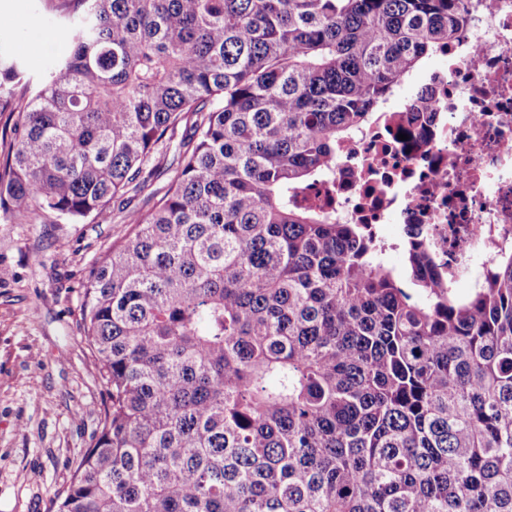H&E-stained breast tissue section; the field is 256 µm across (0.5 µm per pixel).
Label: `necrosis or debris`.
Returning <instances> with one entry per match:
<instances>
[{
    "instance_id": "1",
    "label": "necrosis or debris",
    "mask_w": 512,
    "mask_h": 512,
    "mask_svg": "<svg viewBox=\"0 0 512 512\" xmlns=\"http://www.w3.org/2000/svg\"><path fill=\"white\" fill-rule=\"evenodd\" d=\"M471 23L441 50L447 67L342 147L311 202L337 223L399 227L435 272L475 282L512 244V0H468Z\"/></svg>"
}]
</instances>
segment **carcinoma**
Returning <instances> with one entry per match:
<instances>
[{
  "mask_svg": "<svg viewBox=\"0 0 512 512\" xmlns=\"http://www.w3.org/2000/svg\"><path fill=\"white\" fill-rule=\"evenodd\" d=\"M0 44V219L78 223L192 146L90 270L107 400L56 512H512V247L458 296L299 192L465 34L468 0H51ZM0 18L9 24L8 31L2 32V41L23 62L30 76H41L54 56L69 50L46 0H0ZM42 34L51 35V39L40 40Z\"/></svg>",
  "mask_w": 512,
  "mask_h": 512,
  "instance_id": "carcinoma-1",
  "label": "carcinoma"
}]
</instances>
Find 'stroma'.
<instances>
[{"mask_svg": "<svg viewBox=\"0 0 512 512\" xmlns=\"http://www.w3.org/2000/svg\"><path fill=\"white\" fill-rule=\"evenodd\" d=\"M0 19L9 24L0 41L30 76L69 50L47 0H0ZM191 133L182 123L148 186L84 223L0 220V512H53L97 434L105 389L83 339L82 285L128 236L124 214L149 210L164 193L171 153Z\"/></svg>", "mask_w": 512, "mask_h": 512, "instance_id": "35a3bbf8", "label": "stroma"}]
</instances>
